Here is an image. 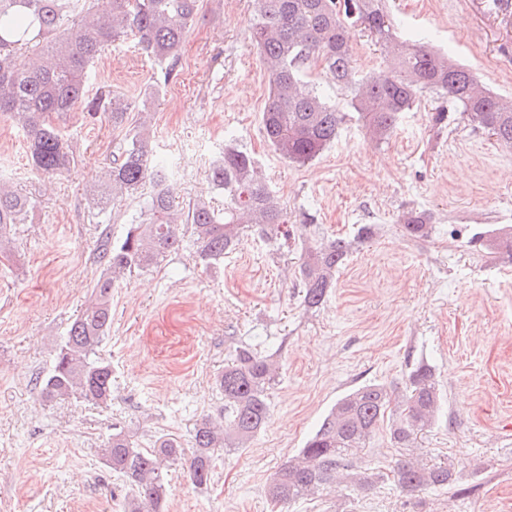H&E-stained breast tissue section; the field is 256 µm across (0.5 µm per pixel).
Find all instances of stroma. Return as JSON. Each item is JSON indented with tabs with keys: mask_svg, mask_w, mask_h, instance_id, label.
Segmentation results:
<instances>
[{
	"mask_svg": "<svg viewBox=\"0 0 512 512\" xmlns=\"http://www.w3.org/2000/svg\"><path fill=\"white\" fill-rule=\"evenodd\" d=\"M383 6L401 39L432 44L512 98V0ZM253 9V0H199L171 81L130 39L90 70V90L133 102L159 84L153 146L173 165L177 203L223 204L208 170L233 143L258 158L290 232L274 242L244 235L213 267L186 244L118 282L103 345L109 407L48 405L37 381L89 298L101 235L122 239L140 205H114L105 225L86 204L124 133L71 113L61 130L76 163L45 178L28 161L23 131L0 120V178L35 201L0 264V512H122L126 490L102 457L113 425L145 448L164 434L189 444L197 420L222 415L214 378L243 343L276 354L280 366L267 424L248 447L218 452L205 486L191 482L186 462L172 465L167 512H512V258L493 245L512 229V149L457 112L434 124L442 101L426 93L385 139L350 118L312 161H285L263 137L269 78L250 38ZM411 210L431 214L430 238L402 234ZM363 224L374 225L373 239L350 255L323 307L304 310L295 277L302 241L351 239ZM419 361L434 367L447 409L416 452L451 468L454 491L407 496L378 478L284 507L268 500L273 474L340 396L365 383L403 393Z\"/></svg>",
	"mask_w": 512,
	"mask_h": 512,
	"instance_id": "obj_1",
	"label": "stroma"
}]
</instances>
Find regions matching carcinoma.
Masks as SVG:
<instances>
[{
    "instance_id": "obj_1",
    "label": "carcinoma",
    "mask_w": 512,
    "mask_h": 512,
    "mask_svg": "<svg viewBox=\"0 0 512 512\" xmlns=\"http://www.w3.org/2000/svg\"><path fill=\"white\" fill-rule=\"evenodd\" d=\"M197 14L198 0H112L108 14L98 12L93 0H0V117L24 132L37 173L60 176L75 162L72 145L50 117L101 114L120 129L129 112L140 108L119 155L87 200L92 211L103 213L146 188L148 199L121 240L103 243L90 298L57 345L52 369L38 382L48 401L74 398L103 405L111 400L112 366L102 349L112 325V288L178 250L183 243L179 225L190 226L197 254L209 265L223 261L245 232L268 241L289 235L283 211L252 153L229 143L212 161L209 179L230 197L224 209L208 199L179 209L166 169L150 162L149 107L158 90L149 88L138 105L109 91L88 93L92 65L105 48L129 36L162 66L164 79L173 77ZM358 29L384 50L388 74L372 81L358 77L352 58ZM252 39L270 78L262 130L288 162L304 164L316 158L336 140L345 118L319 87L298 94V85L314 66L352 92L350 107L357 120L379 139L392 132L422 92L430 91L448 100V109H460L473 128L512 145V101L491 94L476 74L444 52L399 39L381 0H255ZM33 208L31 197L0 181V259L11 257L12 226L25 223ZM401 228L413 239L427 238L433 231L432 216L410 211L402 216ZM352 248L353 241L344 238L301 244L298 274L305 310L324 305ZM274 373L269 356L249 346L236 348L224 364L216 378L224 392L223 422L203 418L192 434L189 475L195 485L210 480L216 450L244 448L264 429ZM442 405L435 369L424 362L409 371L399 398L378 383L351 390L336 401L297 455L274 473L267 488L270 501L288 504L338 481L368 487L372 476L352 471L349 459L367 447L387 410H398L390 425L391 442L410 448L419 432L439 421ZM180 456L181 445L174 438L148 450L124 429L113 428L103 459L128 488L124 512H166L165 470ZM392 476L401 491L410 494L425 488L446 490L455 481L448 466L428 465L414 457L396 461Z\"/></svg>"
}]
</instances>
